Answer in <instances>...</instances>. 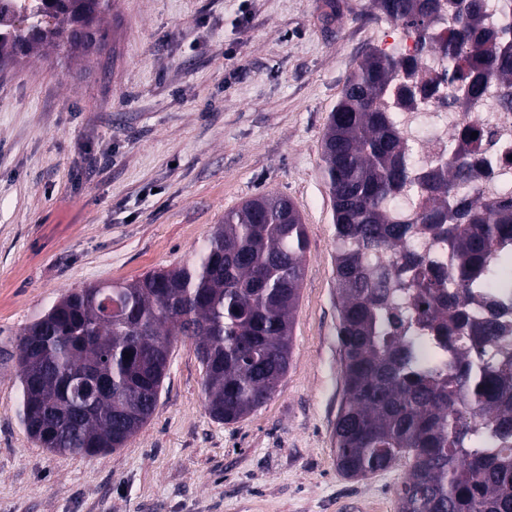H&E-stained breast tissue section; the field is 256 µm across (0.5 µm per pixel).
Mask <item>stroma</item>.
<instances>
[{
  "instance_id": "35a3bbf8",
  "label": "stroma",
  "mask_w": 512,
  "mask_h": 512,
  "mask_svg": "<svg viewBox=\"0 0 512 512\" xmlns=\"http://www.w3.org/2000/svg\"><path fill=\"white\" fill-rule=\"evenodd\" d=\"M100 49L0 64V512H398L406 466L349 479L333 211L321 143L341 90L388 29L368 0H111ZM265 193L307 226L291 358L231 424L205 407L178 339L157 407L126 446L42 448L20 422L19 332L75 288L182 265Z\"/></svg>"
}]
</instances>
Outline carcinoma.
<instances>
[{"label":"carcinoma","instance_id":"obj_1","mask_svg":"<svg viewBox=\"0 0 512 512\" xmlns=\"http://www.w3.org/2000/svg\"><path fill=\"white\" fill-rule=\"evenodd\" d=\"M418 53L369 47L330 113L321 172L334 220L336 333L345 401L336 467L366 476L410 463L398 512H512V183L481 180L476 128L424 145L420 101L439 52L451 104L512 113V0H370ZM35 22L58 39L64 5L7 24L0 58ZM306 225L263 194L224 214L188 262L72 291L18 338L21 422L42 447L93 457L153 415L172 340L194 345L212 419L264 405L288 370Z\"/></svg>","mask_w":512,"mask_h":512}]
</instances>
